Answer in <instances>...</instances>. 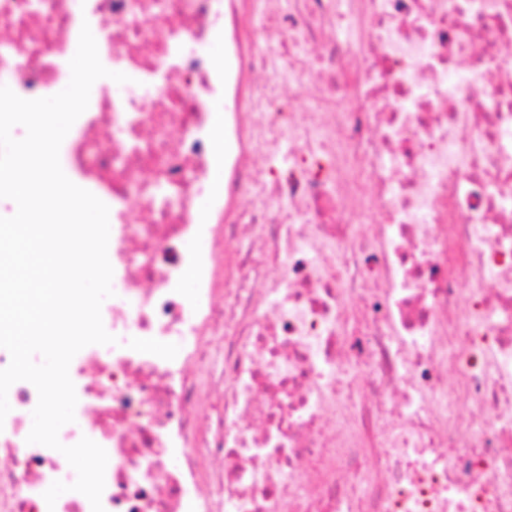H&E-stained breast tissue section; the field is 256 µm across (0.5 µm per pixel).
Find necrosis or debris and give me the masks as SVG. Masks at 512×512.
Here are the masks:
<instances>
[{
    "label": "necrosis or debris",
    "instance_id": "4bbe7bcc",
    "mask_svg": "<svg viewBox=\"0 0 512 512\" xmlns=\"http://www.w3.org/2000/svg\"><path fill=\"white\" fill-rule=\"evenodd\" d=\"M85 24L117 342L59 440L104 512H512V0H0V84L66 87ZM8 401L0 512H92Z\"/></svg>",
    "mask_w": 512,
    "mask_h": 512
}]
</instances>
